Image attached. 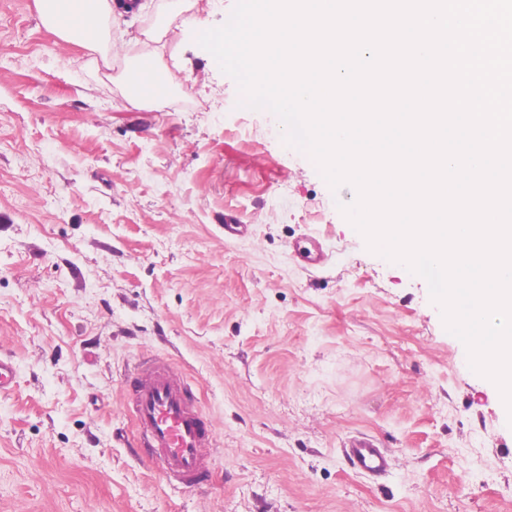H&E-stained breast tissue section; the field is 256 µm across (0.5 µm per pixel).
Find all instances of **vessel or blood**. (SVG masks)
Returning a JSON list of instances; mask_svg holds the SVG:
<instances>
[{
	"label": "vessel or blood",
	"mask_w": 512,
	"mask_h": 512,
	"mask_svg": "<svg viewBox=\"0 0 512 512\" xmlns=\"http://www.w3.org/2000/svg\"><path fill=\"white\" fill-rule=\"evenodd\" d=\"M126 382L125 406L136 426L141 462L176 485L204 486L216 431L213 421L196 409L191 385L155 356L136 363ZM344 452L358 473L380 477L389 469V455L373 437L349 438Z\"/></svg>",
	"instance_id": "1"
}]
</instances>
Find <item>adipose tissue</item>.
<instances>
[{
    "label": "adipose tissue",
    "mask_w": 512,
    "mask_h": 512,
    "mask_svg": "<svg viewBox=\"0 0 512 512\" xmlns=\"http://www.w3.org/2000/svg\"><path fill=\"white\" fill-rule=\"evenodd\" d=\"M43 22L64 41H75L89 57H109L108 30L114 13H131L129 0H36ZM128 98L133 105L163 106L171 82L154 54L139 55L132 67Z\"/></svg>",
    "instance_id": "obj_1"
}]
</instances>
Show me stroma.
<instances>
[{"instance_id": "obj_1", "label": "stroma", "mask_w": 512, "mask_h": 512, "mask_svg": "<svg viewBox=\"0 0 512 512\" xmlns=\"http://www.w3.org/2000/svg\"><path fill=\"white\" fill-rule=\"evenodd\" d=\"M145 2L113 17L107 65L35 0H0V512H512V426L425 280L367 249L338 209L355 189L241 106L185 30L236 0ZM147 50L173 77L159 109L127 99ZM228 215L247 234L225 239ZM156 354L215 424L204 488L128 448L125 369ZM357 434L388 474L351 468ZM344 452L349 464L358 473L380 477L389 469V455L373 437L361 435L349 438L345 442Z\"/></svg>"}]
</instances>
